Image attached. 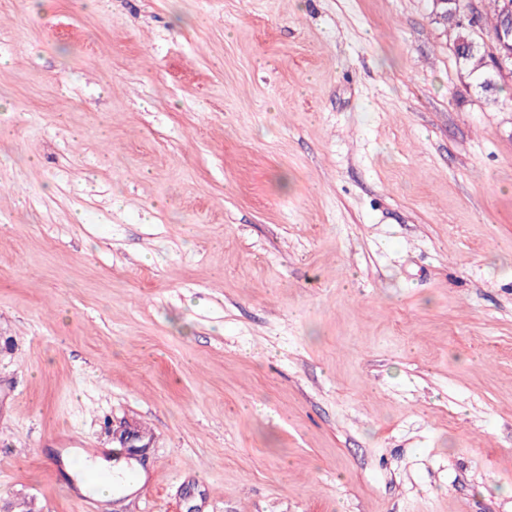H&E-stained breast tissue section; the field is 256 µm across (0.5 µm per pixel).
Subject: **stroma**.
<instances>
[{"label": "stroma", "instance_id": "35a3bbf8", "mask_svg": "<svg viewBox=\"0 0 512 512\" xmlns=\"http://www.w3.org/2000/svg\"><path fill=\"white\" fill-rule=\"evenodd\" d=\"M454 40L0 0V497L86 512L88 442L117 512H512V107Z\"/></svg>", "mask_w": 512, "mask_h": 512}]
</instances>
